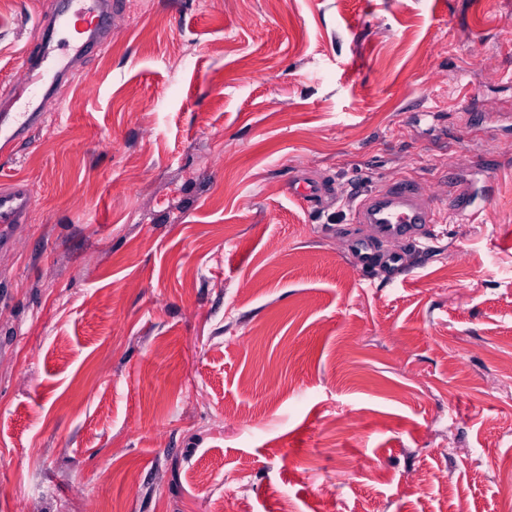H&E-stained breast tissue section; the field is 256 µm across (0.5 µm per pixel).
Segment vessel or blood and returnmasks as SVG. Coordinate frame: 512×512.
<instances>
[{"label":"vessel or blood","mask_w":512,"mask_h":512,"mask_svg":"<svg viewBox=\"0 0 512 512\" xmlns=\"http://www.w3.org/2000/svg\"><path fill=\"white\" fill-rule=\"evenodd\" d=\"M90 8L64 10L44 17L43 36L29 54L22 80L17 85L18 109L0 107V146L11 147L27 139L43 118V96L33 93L35 72L67 76L76 60L103 48L112 39V0H91ZM32 204L30 186L17 184L0 191V224L19 223ZM353 221L371 225L378 235L421 243L427 225L436 223L434 202L419 187L402 181L365 193L354 208Z\"/></svg>","instance_id":"1"}]
</instances>
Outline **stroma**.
<instances>
[{
	"label": "stroma",
	"mask_w": 512,
	"mask_h": 512,
	"mask_svg": "<svg viewBox=\"0 0 512 512\" xmlns=\"http://www.w3.org/2000/svg\"><path fill=\"white\" fill-rule=\"evenodd\" d=\"M67 3L0 0V101ZM44 110L0 156L33 190L0 225V512H500L512 0H116ZM398 179L439 221L358 270L357 197Z\"/></svg>",
	"instance_id": "obj_1"
}]
</instances>
